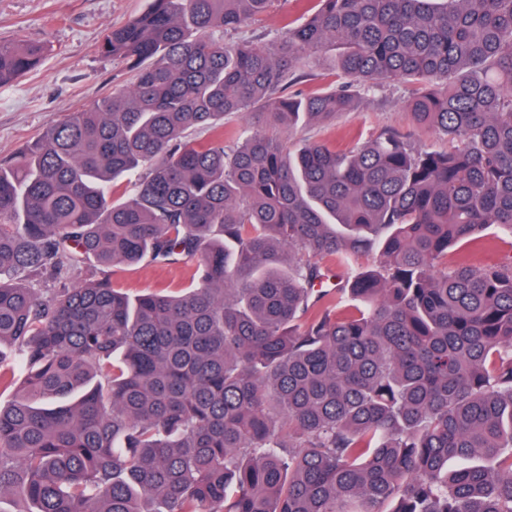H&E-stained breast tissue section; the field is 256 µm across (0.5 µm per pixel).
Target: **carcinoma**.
<instances>
[{
    "label": "carcinoma",
    "mask_w": 512,
    "mask_h": 512,
    "mask_svg": "<svg viewBox=\"0 0 512 512\" xmlns=\"http://www.w3.org/2000/svg\"><path fill=\"white\" fill-rule=\"evenodd\" d=\"M273 2L150 0L98 47L132 86L0 161V346L25 369L0 512H512V264L460 252L512 237V0H311L277 42L224 40ZM329 43L334 83L287 92ZM42 58L0 42V86ZM393 82L412 130L348 151L232 124ZM181 260L198 285L112 283Z\"/></svg>",
    "instance_id": "obj_1"
}]
</instances>
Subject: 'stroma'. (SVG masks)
<instances>
[{
	"label": "stroma",
	"instance_id": "obj_1",
	"mask_svg": "<svg viewBox=\"0 0 512 512\" xmlns=\"http://www.w3.org/2000/svg\"><path fill=\"white\" fill-rule=\"evenodd\" d=\"M149 0H0V41L23 37L45 51L40 65L0 88V160L37 139L48 126L91 106L112 90L129 87L125 63L101 57L105 28L118 26L147 9ZM296 0H275L267 15L232 32L235 40L265 42L278 36L287 16H298ZM411 88L394 82L372 90L352 112L329 125L277 130L289 147L304 140L351 148L386 128L408 131L405 112ZM197 266L183 260L160 267L144 262L118 267L112 281L129 295L175 292L195 283Z\"/></svg>",
	"mask_w": 512,
	"mask_h": 512
}]
</instances>
